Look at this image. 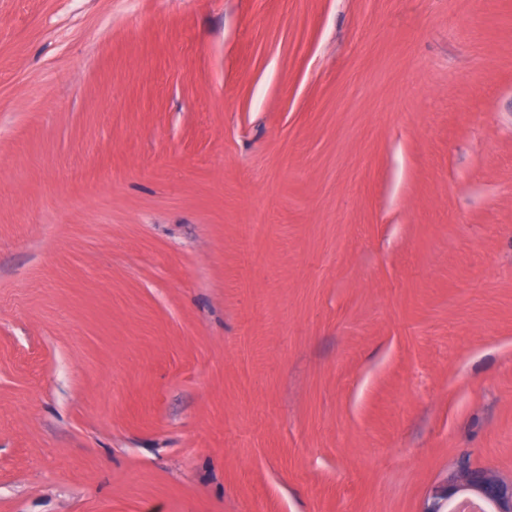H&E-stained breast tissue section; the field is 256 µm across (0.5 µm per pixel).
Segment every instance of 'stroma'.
I'll return each mask as SVG.
<instances>
[{
  "instance_id": "obj_1",
  "label": "stroma",
  "mask_w": 512,
  "mask_h": 512,
  "mask_svg": "<svg viewBox=\"0 0 512 512\" xmlns=\"http://www.w3.org/2000/svg\"><path fill=\"white\" fill-rule=\"evenodd\" d=\"M463 462L512 480V0H0V512Z\"/></svg>"
}]
</instances>
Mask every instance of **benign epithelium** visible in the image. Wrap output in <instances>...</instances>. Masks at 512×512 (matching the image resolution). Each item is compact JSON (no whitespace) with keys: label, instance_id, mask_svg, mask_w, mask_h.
<instances>
[{"label":"benign epithelium","instance_id":"obj_1","mask_svg":"<svg viewBox=\"0 0 512 512\" xmlns=\"http://www.w3.org/2000/svg\"><path fill=\"white\" fill-rule=\"evenodd\" d=\"M469 492L490 505V512H512V482H506L488 470L468 466L451 474L435 491V502L428 512H442L441 501L451 502Z\"/></svg>","mask_w":512,"mask_h":512}]
</instances>
